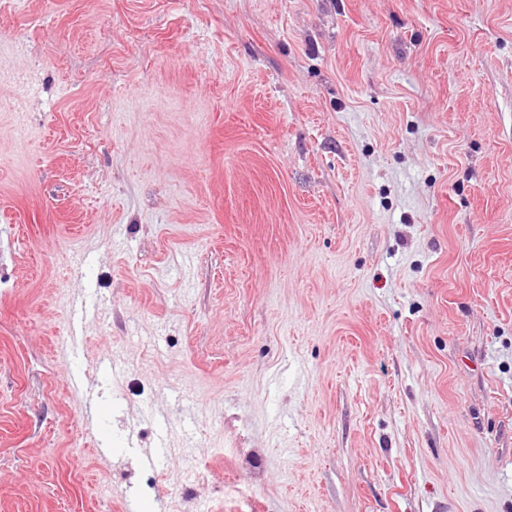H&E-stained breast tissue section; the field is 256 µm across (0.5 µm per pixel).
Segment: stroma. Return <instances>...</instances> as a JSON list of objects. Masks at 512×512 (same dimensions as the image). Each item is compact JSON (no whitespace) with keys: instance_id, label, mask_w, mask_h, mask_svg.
I'll return each instance as SVG.
<instances>
[{"instance_id":"1","label":"stroma","mask_w":512,"mask_h":512,"mask_svg":"<svg viewBox=\"0 0 512 512\" xmlns=\"http://www.w3.org/2000/svg\"><path fill=\"white\" fill-rule=\"evenodd\" d=\"M132 498L512 512V0H0V512Z\"/></svg>"}]
</instances>
